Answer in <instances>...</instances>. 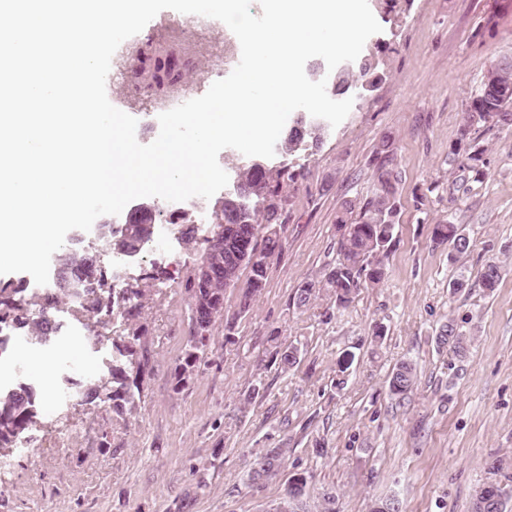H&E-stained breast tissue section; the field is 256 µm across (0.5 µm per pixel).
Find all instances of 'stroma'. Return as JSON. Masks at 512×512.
<instances>
[{"mask_svg": "<svg viewBox=\"0 0 512 512\" xmlns=\"http://www.w3.org/2000/svg\"><path fill=\"white\" fill-rule=\"evenodd\" d=\"M368 3L382 30L362 54L380 80L319 148L272 157L304 176L288 194L284 248L253 310L239 314L238 289L224 296L225 314L238 316L233 341L216 323L205 362L175 389L190 327L182 284L205 241L180 242L163 262L144 251L130 258L132 281L156 265L167 272L142 301L146 334L137 349L146 371L133 412L116 421L81 398L66 406L55 398L56 367L78 384L102 377L113 339L125 333L118 314L88 315L95 332L46 356L44 369L11 356L19 380L38 388L37 417L0 451V512H271L296 473L308 478L305 512H321L326 492L335 493L337 512H368L386 498L405 512H470L475 490L495 478L490 462H512V135L473 128L487 175L471 192H448V153L467 104L488 69L512 61V0ZM238 44L225 24L162 10L113 56L112 104L137 119V140L151 143L157 107L178 90L156 88L143 58L164 50L188 61L184 83L204 92L236 67ZM385 144L402 173L387 280L344 308L325 289L296 308L297 285L333 255L342 203L371 197ZM448 222L470 238L455 260L450 245L432 241L434 225ZM490 262L502 267L491 293L479 281ZM460 274L468 286L451 294ZM450 319L470 337L465 354L435 342ZM379 323L386 335L378 342ZM278 341L301 348L295 370L272 365ZM348 353L353 363L340 370ZM404 361L415 365L417 383L399 401L388 378ZM272 448L284 449L283 464L251 482L253 461Z\"/></svg>", "mask_w": 512, "mask_h": 512, "instance_id": "35a3bbf8", "label": "stroma"}]
</instances>
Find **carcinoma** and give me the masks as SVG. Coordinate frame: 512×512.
<instances>
[{"label":"carcinoma","instance_id":"cac0c4a2","mask_svg":"<svg viewBox=\"0 0 512 512\" xmlns=\"http://www.w3.org/2000/svg\"><path fill=\"white\" fill-rule=\"evenodd\" d=\"M499 75L497 81L482 83L467 107V126L490 124L512 131V64L492 68ZM357 87L350 78V72L339 71L332 78V88L336 95L346 96ZM324 125L304 118L288 128L283 140L276 145L281 152H292L305 142L311 147H319L322 142ZM485 149L474 143L463 132L461 138L451 148L452 162L459 172L458 179L452 181L448 193L467 192L470 184L480 183L486 177ZM296 173L288 168H274L259 159H251L236 167L234 190L224 193L220 209L224 211L225 223L205 239V251L213 252L211 266L224 271V276L235 275L233 256L242 248L247 252L257 251L260 257L246 274L240 297V310L250 311L256 297L266 288L271 258L283 250L282 235H267L263 226L283 227L281 220L283 204L288 197V188L295 182ZM401 171L394 155L386 152L376 157L375 187L373 195L362 206L345 204L336 218L338 239L335 257L323 268L318 280L304 279L294 291L293 304L301 308L311 304L316 298V289L334 290L336 305L349 304L364 288H374L388 277L387 261L396 245V228L399 223V185ZM153 209H146L141 218L131 220L119 232L111 230L103 237L112 252L122 256L136 255L154 234ZM433 241L450 243L458 254L467 252L470 239L465 229L458 224H437L433 229ZM57 269V289L49 301L36 296L33 305L38 307V315L33 316L22 304L18 295L27 290L24 282L0 281V329L8 326L25 329L31 336L44 338V310L51 306L58 308L71 290L81 289L84 299L83 309L96 313L103 307L119 305V313L132 327L129 341L115 340L113 347L116 356L108 377L83 386L85 402L101 403L112 415L122 418L132 412L135 391L140 389V379L145 373V363L139 359L136 342L145 335V328L138 324L141 299L146 295L150 283L161 279L165 270L155 267L144 274L143 287L127 288L122 292L112 290L108 272L101 264L100 256L91 250L81 252L73 249L54 257ZM501 280L500 266L489 263L481 272L483 288L491 292ZM184 291L188 293L190 318L204 320L213 317L206 332L213 335L215 320L223 317L211 313L200 305V295L204 289H196L192 278H187ZM440 345H448L456 352L463 353L467 346V334L450 319L444 323L436 336ZM209 340L190 338L175 367V389L183 388L199 368L207 355ZM300 349L290 344L276 347L273 359L283 372H288L299 364ZM416 379L414 366L409 362L400 363L391 373L388 381L390 395L401 401L412 392ZM35 397L25 388L0 392V448H11L16 440L35 423ZM279 448L270 449L259 458L253 467L251 480L268 476L281 463ZM512 499V483L488 482L480 486L473 495L471 512H506V503Z\"/></svg>","mask_w":512,"mask_h":512}]
</instances>
